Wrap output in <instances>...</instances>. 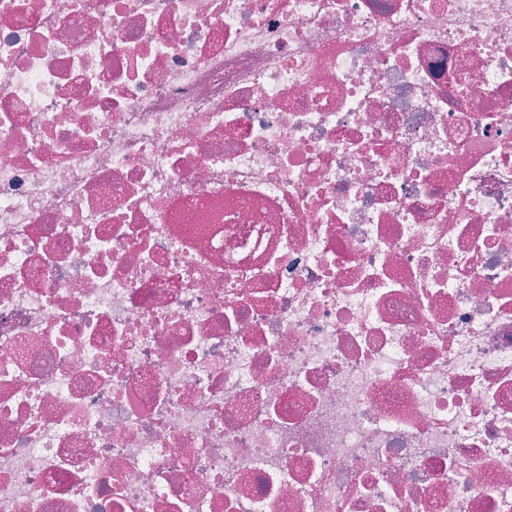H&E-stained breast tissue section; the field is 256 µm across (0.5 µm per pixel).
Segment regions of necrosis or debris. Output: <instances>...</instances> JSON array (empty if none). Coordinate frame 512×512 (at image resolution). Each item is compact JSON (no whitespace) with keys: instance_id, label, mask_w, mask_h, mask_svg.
I'll use <instances>...</instances> for the list:
<instances>
[{"instance_id":"1","label":"necrosis or debris","mask_w":512,"mask_h":512,"mask_svg":"<svg viewBox=\"0 0 512 512\" xmlns=\"http://www.w3.org/2000/svg\"><path fill=\"white\" fill-rule=\"evenodd\" d=\"M0 512H512V0H0Z\"/></svg>"}]
</instances>
